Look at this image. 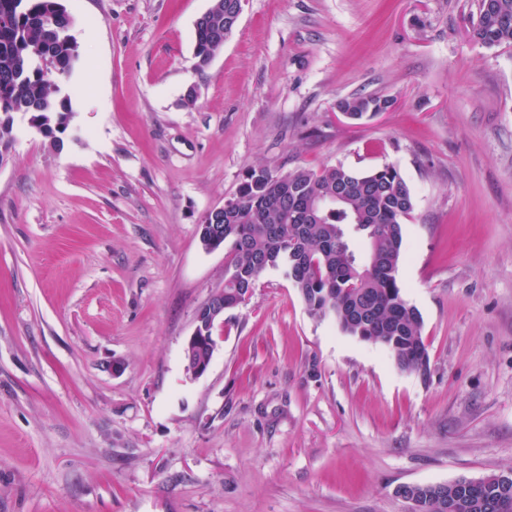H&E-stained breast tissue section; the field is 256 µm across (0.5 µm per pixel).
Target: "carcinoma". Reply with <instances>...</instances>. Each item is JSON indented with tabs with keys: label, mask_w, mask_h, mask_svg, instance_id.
I'll return each instance as SVG.
<instances>
[{
	"label": "carcinoma",
	"mask_w": 512,
	"mask_h": 512,
	"mask_svg": "<svg viewBox=\"0 0 512 512\" xmlns=\"http://www.w3.org/2000/svg\"><path fill=\"white\" fill-rule=\"evenodd\" d=\"M237 0H212L195 23L194 57L209 59L224 47V21ZM70 14L61 0H0V151L9 147L12 124L21 115L60 145L55 133L72 118L68 98L40 69L50 57L59 74L71 73L78 50L63 37ZM472 37L486 47L512 43V0H479ZM392 102L352 96L338 108L352 120L370 119ZM339 196L323 207L316 223H296L290 210L306 208L314 196ZM235 205L199 226L205 249L229 245L224 270V305L254 287L271 268H284L309 314L331 318L348 336L374 337L397 366L427 377L429 352L422 317L404 296L399 267L404 255V220L413 210L412 191L393 165L355 172L342 165L296 170L286 180L266 168L248 170L234 194ZM456 512H512V494L503 495L496 475L458 491Z\"/></svg>",
	"instance_id": "obj_1"
}]
</instances>
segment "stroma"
Returning <instances> with one entry per match:
<instances>
[{"mask_svg":"<svg viewBox=\"0 0 512 512\" xmlns=\"http://www.w3.org/2000/svg\"><path fill=\"white\" fill-rule=\"evenodd\" d=\"M65 4L62 144L19 117L0 156V512H409L401 485L512 471V44L472 38L478 0H243L201 69L211 0ZM355 95L392 106L353 121ZM339 164L412 190L428 379L280 269L192 377L228 253L204 215L249 168Z\"/></svg>","mask_w":512,"mask_h":512,"instance_id":"35a3bbf8","label":"stroma"}]
</instances>
